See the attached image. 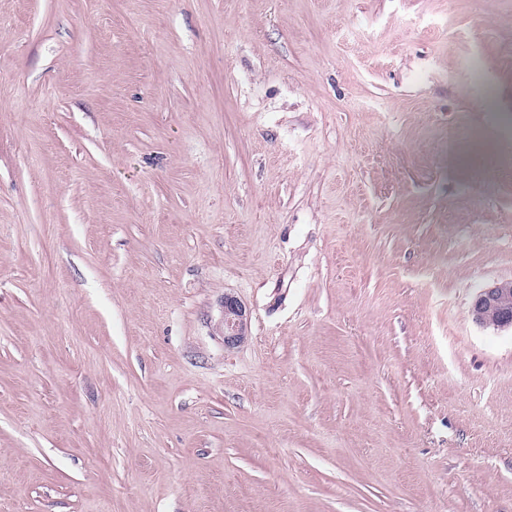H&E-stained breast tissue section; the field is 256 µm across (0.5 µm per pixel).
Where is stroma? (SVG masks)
Returning <instances> with one entry per match:
<instances>
[{
    "instance_id": "stroma-1",
    "label": "stroma",
    "mask_w": 512,
    "mask_h": 512,
    "mask_svg": "<svg viewBox=\"0 0 512 512\" xmlns=\"http://www.w3.org/2000/svg\"><path fill=\"white\" fill-rule=\"evenodd\" d=\"M510 279L512 0H0V512H512ZM512 280L496 282L482 288L474 297L469 313L473 321L483 327L512 328ZM224 345L234 347L246 338L248 313L234 296L225 295L223 305Z\"/></svg>"
}]
</instances>
